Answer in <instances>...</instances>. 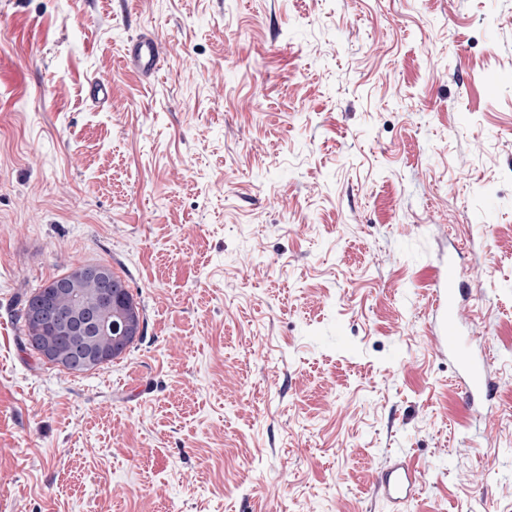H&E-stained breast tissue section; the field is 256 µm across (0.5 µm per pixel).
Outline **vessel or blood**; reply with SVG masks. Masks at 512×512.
I'll use <instances>...</instances> for the list:
<instances>
[{"mask_svg": "<svg viewBox=\"0 0 512 512\" xmlns=\"http://www.w3.org/2000/svg\"><path fill=\"white\" fill-rule=\"evenodd\" d=\"M167 54L165 42L156 35L142 34L130 40L125 49V65L143 78L149 79L158 72ZM447 285L438 289L435 307L442 313L440 349L446 350L460 370L463 380L464 405L468 413L479 414L483 400L488 396L491 384L483 373V364L466 349L462 336L457 300L465 290L458 279L456 267H449ZM421 473L410 462L398 460L384 469L377 486L393 506L394 512H406L409 502L417 495L421 485Z\"/></svg>", "mask_w": 512, "mask_h": 512, "instance_id": "vessel-or-blood-1", "label": "vessel or blood"}]
</instances>
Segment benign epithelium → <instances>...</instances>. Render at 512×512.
<instances>
[{"instance_id": "benign-epithelium-1", "label": "benign epithelium", "mask_w": 512, "mask_h": 512, "mask_svg": "<svg viewBox=\"0 0 512 512\" xmlns=\"http://www.w3.org/2000/svg\"><path fill=\"white\" fill-rule=\"evenodd\" d=\"M86 278H93L102 284L98 299L75 301L68 309L58 307V296L65 292L64 283L58 282L51 289L40 294L36 311L46 319L59 336H67L73 343L71 361L84 368H90L107 359V354L98 350L94 339L98 336H110L116 343L135 338L137 320L123 306L114 307L109 303L112 297L107 286V271L96 264L82 267Z\"/></svg>"}]
</instances>
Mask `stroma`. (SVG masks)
Listing matches in <instances>:
<instances>
[{
  "label": "stroma",
  "mask_w": 512,
  "mask_h": 512,
  "mask_svg": "<svg viewBox=\"0 0 512 512\" xmlns=\"http://www.w3.org/2000/svg\"><path fill=\"white\" fill-rule=\"evenodd\" d=\"M91 262L146 327L75 375L16 310ZM399 458L409 512H512V0H0V512H389ZM167 54L165 42L154 34H142L130 40L125 49V65L149 80L158 72ZM446 282L448 289L439 288L435 296V309L442 312L438 344L440 349L448 351V357L453 358L459 367L466 411L477 415L482 401L489 395L491 384L484 376L482 361L468 352L461 336L457 300L470 288H463L464 285L458 280L457 269L450 262ZM421 479V472L409 461L398 460L380 473L377 486L394 512H405L419 491Z\"/></svg>",
  "instance_id": "obj_1"
}]
</instances>
